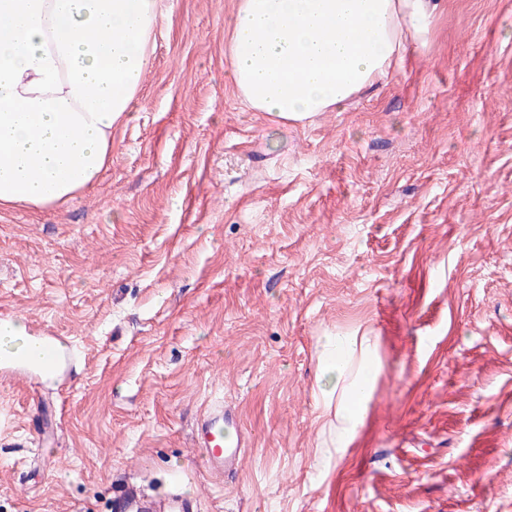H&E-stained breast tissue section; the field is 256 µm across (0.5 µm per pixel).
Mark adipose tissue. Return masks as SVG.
Returning <instances> with one entry per match:
<instances>
[{
    "label": "adipose tissue",
    "mask_w": 512,
    "mask_h": 512,
    "mask_svg": "<svg viewBox=\"0 0 512 512\" xmlns=\"http://www.w3.org/2000/svg\"><path fill=\"white\" fill-rule=\"evenodd\" d=\"M161 0H0V208L66 204L112 162L161 21ZM431 0H239L231 35L241 101L277 120L342 107L384 78L406 36L426 39ZM330 444L358 437L376 339L322 337Z\"/></svg>",
    "instance_id": "adipose-tissue-1"
}]
</instances>
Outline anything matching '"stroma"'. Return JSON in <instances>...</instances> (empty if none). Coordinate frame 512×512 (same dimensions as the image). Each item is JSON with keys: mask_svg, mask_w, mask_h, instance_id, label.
<instances>
[{"mask_svg": "<svg viewBox=\"0 0 512 512\" xmlns=\"http://www.w3.org/2000/svg\"><path fill=\"white\" fill-rule=\"evenodd\" d=\"M239 0L166 13L114 156L62 207L0 209V314L74 349L0 369V512H512V0H437L344 107L242 104ZM376 337L364 426L319 445L321 336ZM234 404L215 475L191 430ZM46 337L48 341H44V349L43 356L41 358V363L45 369L51 370L57 365L62 353L68 356L69 354H72V350L69 348L68 345L64 344V342L58 336ZM58 342L65 347L63 351L58 346Z\"/></svg>", "mask_w": 512, "mask_h": 512, "instance_id": "35a3bbf8", "label": "stroma"}]
</instances>
